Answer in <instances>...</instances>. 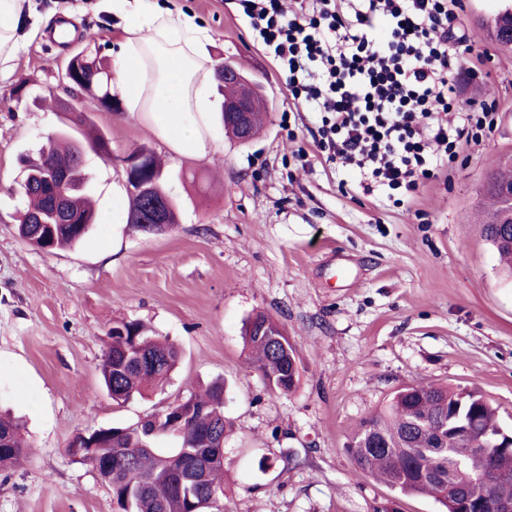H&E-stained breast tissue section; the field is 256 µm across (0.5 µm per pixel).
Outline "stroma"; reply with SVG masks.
<instances>
[{
	"instance_id": "35a3bbf8",
	"label": "stroma",
	"mask_w": 512,
	"mask_h": 512,
	"mask_svg": "<svg viewBox=\"0 0 512 512\" xmlns=\"http://www.w3.org/2000/svg\"><path fill=\"white\" fill-rule=\"evenodd\" d=\"M200 19L215 62L236 66L267 100L251 141L224 136L205 158L181 157L128 112L86 110L112 142L111 162L88 154L102 216L73 248L34 249L15 231L25 202L20 159L51 134L78 135L58 68L88 47L109 48L123 23L113 0H21L20 50L0 77V411L31 446L0 471V512H116L109 487L68 453L73 438L133 427L218 380L224 384L223 512H373L392 497L354 465L362 422L416 381L480 390L512 428V278L480 234L487 175L512 156V47L491 26L506 0H466L465 33L479 81L462 98L494 100L497 124L410 201L365 194L349 171L312 149L315 115L297 112L285 78L237 0H167ZM76 23L66 44L47 32ZM31 81L30 97L13 89ZM147 147L164 156L177 224L130 228L120 162ZM264 313L291 338L295 389L271 392L249 361L247 322ZM137 320L181 350L170 382L119 405L102 387L106 333Z\"/></svg>"
}]
</instances>
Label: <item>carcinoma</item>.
Listing matches in <instances>:
<instances>
[{
	"label": "carcinoma",
	"instance_id": "1",
	"mask_svg": "<svg viewBox=\"0 0 512 512\" xmlns=\"http://www.w3.org/2000/svg\"><path fill=\"white\" fill-rule=\"evenodd\" d=\"M75 59L78 76L72 88L80 94L73 96L75 104L69 107L67 116L74 125L86 127L83 139L66 134L48 138V146L41 149L37 158L25 160L26 184L21 187L28 206L17 225L18 235L28 245L47 252L74 246L99 220L85 171V157L90 150L110 161L112 151L101 148L108 138L95 128L80 101L90 99L103 111H120L119 100L111 91L110 61L91 50L78 53ZM46 163L67 175L69 205L81 223H63L52 205L55 191L46 187L42 178ZM146 166L149 189L141 195L127 193L129 215L149 213L151 198H161L166 193L162 159L150 151ZM504 185L512 186V163L507 161L488 176L486 193L491 203L482 233L512 272V223H501L502 200L497 192ZM269 320L271 317L264 314L251 318L244 330V341L255 355L257 369L269 380V387L287 394L292 390L287 373L291 370L289 353L294 347L276 353L250 331V326ZM107 337L109 344L101 374L108 394L118 404L167 383L181 358L177 345L165 337L150 335L138 321L115 323ZM130 348L143 356L159 355L162 362L156 368L126 363L124 358ZM189 400L193 411L183 414L176 425L170 424L174 415L170 410L133 428L80 434L68 452L97 472L117 502L131 497L135 512H211L202 503L211 492L224 496V464L208 459L205 450L210 432L226 433L224 384L215 381L204 393L190 395ZM450 425H469L474 435L468 440L451 441L445 449L432 447L435 432ZM158 426L176 436L179 446H153ZM500 429L498 408L478 389L412 384L396 391L386 406L363 423L353 439L356 447L350 449V454L359 470L403 496L431 497L443 512H455L457 495L463 493L484 501L485 512H494L497 501L512 500V484H500L495 478L500 470L512 471V455L501 454L487 445L486 435L492 436ZM0 431L9 434L8 447L12 448L8 453H0L2 471L20 464L27 457L28 448L22 425L16 419L0 415ZM369 432L378 435L383 447H358Z\"/></svg>",
	"mask_w": 512,
	"mask_h": 512
}]
</instances>
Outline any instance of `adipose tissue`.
Returning <instances> with one entry per match:
<instances>
[{
	"label": "adipose tissue",
	"instance_id": "ef3b65f1",
	"mask_svg": "<svg viewBox=\"0 0 512 512\" xmlns=\"http://www.w3.org/2000/svg\"><path fill=\"white\" fill-rule=\"evenodd\" d=\"M115 2L125 23L112 58L113 93L171 152L208 156L222 131L210 100L205 30L186 15L145 8L144 0ZM18 18V0H0V75L14 66Z\"/></svg>",
	"mask_w": 512,
	"mask_h": 512
}]
</instances>
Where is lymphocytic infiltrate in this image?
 <instances>
[{"instance_id":"1","label":"lymphocytic infiltrate","mask_w":512,"mask_h":512,"mask_svg":"<svg viewBox=\"0 0 512 512\" xmlns=\"http://www.w3.org/2000/svg\"><path fill=\"white\" fill-rule=\"evenodd\" d=\"M238 3L293 99L319 112L317 151L359 170L364 192L416 191L496 123L495 106L457 93L470 63L452 28L463 0Z\"/></svg>"}]
</instances>
